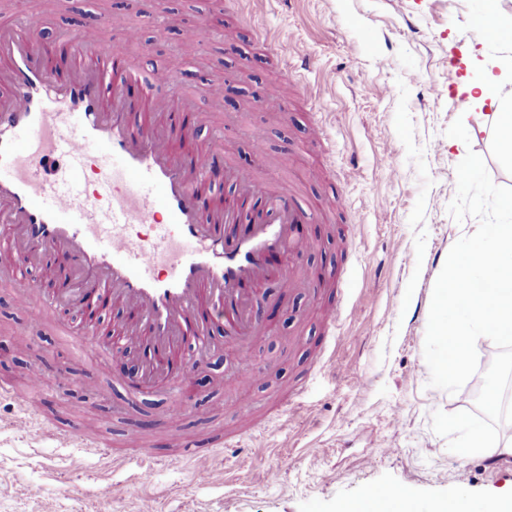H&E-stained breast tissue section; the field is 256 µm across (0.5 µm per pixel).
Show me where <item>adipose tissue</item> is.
<instances>
[{
  "label": "adipose tissue",
  "instance_id": "1",
  "mask_svg": "<svg viewBox=\"0 0 512 512\" xmlns=\"http://www.w3.org/2000/svg\"><path fill=\"white\" fill-rule=\"evenodd\" d=\"M512 76L507 71L496 72L487 68L479 83L467 85L463 102L464 120H478L480 110L490 112V123L497 137L501 153L512 160V97L496 95L495 87L507 83Z\"/></svg>",
  "mask_w": 512,
  "mask_h": 512
}]
</instances>
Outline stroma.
Returning <instances> with one entry per match:
<instances>
[{"mask_svg":"<svg viewBox=\"0 0 512 512\" xmlns=\"http://www.w3.org/2000/svg\"><path fill=\"white\" fill-rule=\"evenodd\" d=\"M248 0H55L39 27L60 72L78 51H63L62 29L96 24L105 11L132 10L140 20L134 43L120 52L148 73L179 68L193 105L181 112L195 128V155L208 152L212 125H224L227 164L256 170L302 196L333 194L342 206L329 223L298 225L311 247L298 263L315 288L284 292L269 317L276 333L260 339L248 364L214 331L224 364L199 368L197 405L206 419L186 416L180 433L199 440L233 431L248 419L236 406L245 395L258 406L264 432L242 448L156 465L152 481L133 474L140 459L124 448L133 430L156 441L170 399L131 391L108 352L64 334L59 311L42 333L29 335L18 313L17 289L0 285V512H139L155 499L160 512H337L348 499L383 487L405 490L418 512L464 495L479 501L512 489V454L492 448L450 452L431 428L435 411H475L462 394L429 387L423 349L437 276L451 247L478 222L448 212L456 167L467 151L485 161L492 181L512 187V161L490 130L467 124L470 140L448 137L461 116L464 87L476 61L503 56L502 45L471 44L469 27L485 0H267L255 18ZM223 33L183 48L201 18ZM303 42L313 59L302 66L271 53L265 33ZM231 77L234 107H213L204 86ZM322 128L312 138L311 126ZM266 132L270 163L257 167L250 133ZM352 291V315L337 334L336 370L309 379L325 344L322 312L338 287ZM50 383H38L42 373ZM309 385L297 398L301 380ZM38 404L33 424L13 422L24 398ZM78 426L92 447H62L49 427ZM214 471L211 484L193 480ZM108 486L101 496L100 486Z\"/></svg>","mask_w":512,"mask_h":512,"instance_id":"obj_1","label":"stroma"}]
</instances>
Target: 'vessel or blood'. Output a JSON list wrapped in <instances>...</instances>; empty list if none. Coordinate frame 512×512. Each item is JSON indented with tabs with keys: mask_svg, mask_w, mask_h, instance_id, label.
Returning a JSON list of instances; mask_svg holds the SVG:
<instances>
[{
	"mask_svg": "<svg viewBox=\"0 0 512 512\" xmlns=\"http://www.w3.org/2000/svg\"><path fill=\"white\" fill-rule=\"evenodd\" d=\"M137 26L132 14L115 12L99 26L70 31L85 49V63L67 78L0 30L8 90L0 99V200L8 203L0 222L10 226L15 257L0 281L20 288V306L28 308L32 288L21 270L36 253L55 256L77 289L126 305L113 361L126 360L134 346L150 352L131 388L166 391L177 396L179 411L192 412L195 364L181 353L189 329L208 348L205 328L222 319L227 341L248 357L256 338L273 332L258 315L265 285L274 280L292 290L306 284L295 263L304 247L296 225L311 214L324 217L336 201L304 207L288 189L225 167L220 132L203 158L181 147L189 129L132 133L134 113L177 112L186 101L177 73L148 79L118 59L107 30L129 38ZM133 84L144 88L140 99L127 95ZM92 164L98 179L91 189L86 173ZM218 166L236 192L225 196L223 217L207 221L203 215L216 201L199 186ZM272 254L280 259L274 269L267 263ZM348 310L344 298L322 315L329 342L321 368L335 366L336 327ZM126 445L149 461L139 480L150 482L162 454L135 434Z\"/></svg>",
	"mask_w": 512,
	"mask_h": 512,
	"instance_id": "obj_1",
	"label": "vessel or blood"
}]
</instances>
